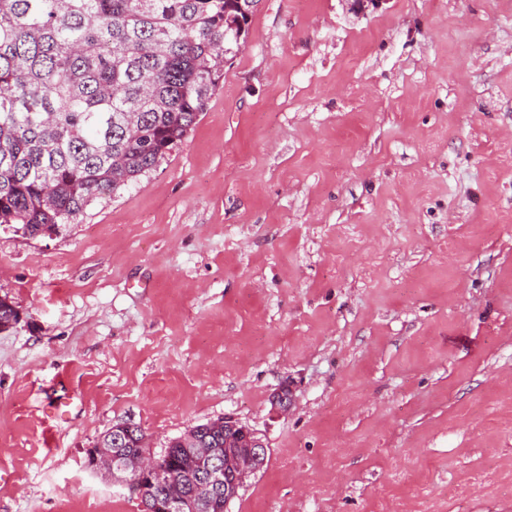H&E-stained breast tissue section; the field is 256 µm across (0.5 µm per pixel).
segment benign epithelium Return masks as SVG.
Listing matches in <instances>:
<instances>
[{
    "label": "benign epithelium",
    "mask_w": 512,
    "mask_h": 512,
    "mask_svg": "<svg viewBox=\"0 0 512 512\" xmlns=\"http://www.w3.org/2000/svg\"><path fill=\"white\" fill-rule=\"evenodd\" d=\"M224 428V433L234 434L233 446L224 448V454L208 452L194 459L196 478L192 489L184 494H170L159 498L152 512H205L215 499L224 498L229 504L246 480L260 471L267 462L268 448L259 434L232 417H224L213 428ZM135 426L121 423L112 426L109 443L112 450L100 448L89 455L88 465L96 471L123 473L129 482L141 491L147 487H164L169 483L167 473L159 466L154 455L140 453L136 456L124 452L126 439L132 436Z\"/></svg>",
    "instance_id": "benign-epithelium-1"
}]
</instances>
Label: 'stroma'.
Returning a JSON list of instances; mask_svg holds the SVG:
<instances>
[{"label": "stroma", "mask_w": 512, "mask_h": 512, "mask_svg": "<svg viewBox=\"0 0 512 512\" xmlns=\"http://www.w3.org/2000/svg\"><path fill=\"white\" fill-rule=\"evenodd\" d=\"M0 295V512H140L88 448L224 416L228 512H512V0H261L154 171L0 229Z\"/></svg>", "instance_id": "1"}]
</instances>
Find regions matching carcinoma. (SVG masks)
Returning <instances> with one entry per match:
<instances>
[{
	"instance_id": "carcinoma-1",
	"label": "carcinoma",
	"mask_w": 512,
	"mask_h": 512,
	"mask_svg": "<svg viewBox=\"0 0 512 512\" xmlns=\"http://www.w3.org/2000/svg\"><path fill=\"white\" fill-rule=\"evenodd\" d=\"M241 0H0V227L35 238L156 169L224 81ZM192 427L158 459L186 489Z\"/></svg>"
}]
</instances>
